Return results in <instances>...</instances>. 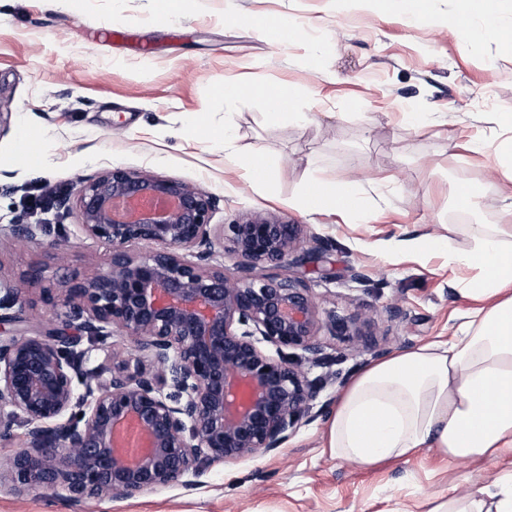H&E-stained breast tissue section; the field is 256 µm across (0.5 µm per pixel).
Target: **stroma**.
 Wrapping results in <instances>:
<instances>
[{"mask_svg":"<svg viewBox=\"0 0 512 512\" xmlns=\"http://www.w3.org/2000/svg\"><path fill=\"white\" fill-rule=\"evenodd\" d=\"M160 11V0H72L64 10L0 0V112L8 115L0 124V283L22 286L35 265L55 281L106 268L111 246L81 234L77 211L35 214L28 200L122 167L213 194L214 223L262 213L302 225L303 249L316 236L331 240L290 274L310 289L322 319H348L363 333L319 329L334 375L319 402L336 400L376 351L447 338L477 306L458 291L474 272L409 243L448 236L467 250L470 225H512L505 168L468 148L512 135L502 122L512 113V48L468 45L442 22L407 25L380 0H183L175 16ZM262 16L301 37L284 45L257 33L252 21ZM228 86L287 88L291 115L268 123L262 97L231 102ZM410 112L429 124L411 127ZM226 127L242 156L268 164L270 181L225 165L216 134ZM313 175L364 195L366 221L337 207L308 212L302 198ZM460 181L479 193L467 212L454 202ZM16 223L48 231L20 249L9 236ZM391 306L410 321L391 320ZM11 314L14 323L0 330L31 335L58 322L36 288H25ZM326 429L315 419L278 453L217 462L193 486L127 499L73 503L60 487L5 484L0 512H429L444 496L467 499L503 467L425 449L367 469L333 457Z\"/></svg>","mask_w":512,"mask_h":512,"instance_id":"stroma-1","label":"stroma"}]
</instances>
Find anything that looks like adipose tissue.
I'll return each instance as SVG.
<instances>
[{"instance_id":"1","label":"adipose tissue","mask_w":512,"mask_h":512,"mask_svg":"<svg viewBox=\"0 0 512 512\" xmlns=\"http://www.w3.org/2000/svg\"><path fill=\"white\" fill-rule=\"evenodd\" d=\"M502 0H456L448 28L473 43V28L512 41ZM306 209L334 205L362 218L368 206L348 185L315 180ZM425 252H447L449 264L477 269L463 288L480 301L445 341H431L364 367L331 412L327 446L333 456L371 467L429 449L448 458L495 456L506 466L467 501L432 512H512V226L483 224L464 253L450 238L415 240Z\"/></svg>"}]
</instances>
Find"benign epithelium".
Listing matches in <instances>:
<instances>
[{"label": "benign epithelium", "mask_w": 512, "mask_h": 512, "mask_svg": "<svg viewBox=\"0 0 512 512\" xmlns=\"http://www.w3.org/2000/svg\"><path fill=\"white\" fill-rule=\"evenodd\" d=\"M85 237L112 246L107 267L47 287L33 266L23 284L42 286L43 300L65 308L60 324L26 336H0V409L28 426L27 446L0 464L19 487L68 499H124L199 476L220 461L277 452L302 421L326 413L314 402L329 378L308 379L302 365L327 367L317 340L323 325L310 289L284 275L256 277L261 264L285 269L327 250L302 227L256 214L220 228L217 198L183 181L121 167L81 179L74 195ZM40 224H13L27 246ZM153 250L133 255L128 246ZM229 247L237 274L216 260ZM23 288L4 286L0 311ZM117 328L133 344L130 359L87 367L83 338L105 341ZM275 346L276 355L261 343ZM97 391L74 412L78 386Z\"/></svg>", "instance_id": "benign-epithelium-1"}]
</instances>
